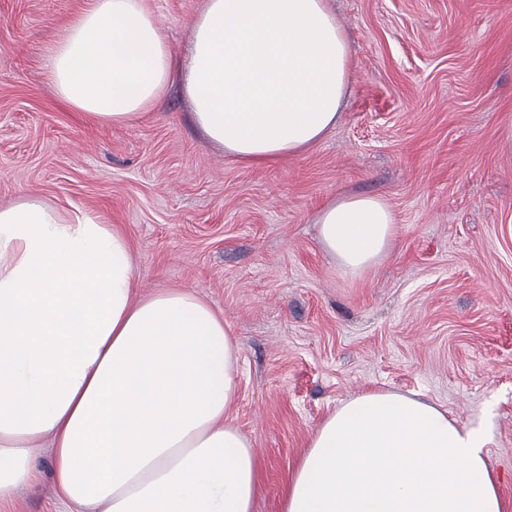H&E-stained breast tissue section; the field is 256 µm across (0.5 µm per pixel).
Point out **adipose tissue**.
Returning a JSON list of instances; mask_svg holds the SVG:
<instances>
[{
  "label": "adipose tissue",
  "instance_id": "obj_1",
  "mask_svg": "<svg viewBox=\"0 0 512 512\" xmlns=\"http://www.w3.org/2000/svg\"><path fill=\"white\" fill-rule=\"evenodd\" d=\"M349 62L327 0H208L181 56L143 0H88L44 70L62 102L115 125L181 82L204 136L256 166L335 127ZM395 223L379 198L343 196L318 237L358 277ZM136 271L114 225L33 195L0 207V502L39 481L46 446L76 512H252L257 459L230 416L238 346L195 292L138 295ZM489 442L424 400L360 394L311 435L283 512H504Z\"/></svg>",
  "mask_w": 512,
  "mask_h": 512
}]
</instances>
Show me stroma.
I'll use <instances>...</instances> for the list:
<instances>
[{
    "mask_svg": "<svg viewBox=\"0 0 512 512\" xmlns=\"http://www.w3.org/2000/svg\"><path fill=\"white\" fill-rule=\"evenodd\" d=\"M206 0H145L173 51ZM353 72L336 127L246 166L208 143L172 88L136 122L61 102L48 47L86 0H0V206L20 194L119 227L137 290L199 293L240 349L232 418L257 456L253 512L337 406L415 393L484 424L512 512V0H329ZM393 209L394 244L365 275L336 268L315 218L341 195ZM0 512H65L53 458Z\"/></svg>",
    "mask_w": 512,
    "mask_h": 512,
    "instance_id": "stroma-1",
    "label": "stroma"
}]
</instances>
